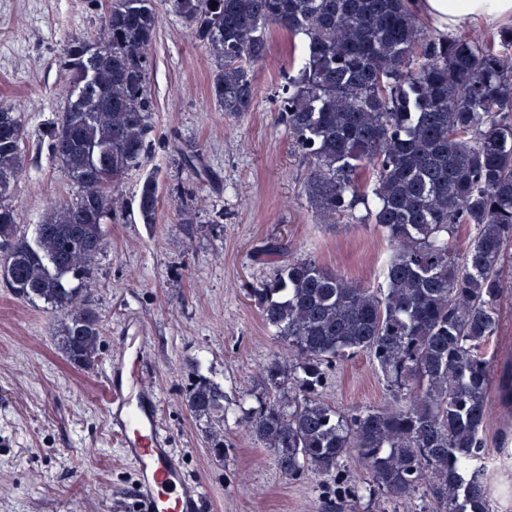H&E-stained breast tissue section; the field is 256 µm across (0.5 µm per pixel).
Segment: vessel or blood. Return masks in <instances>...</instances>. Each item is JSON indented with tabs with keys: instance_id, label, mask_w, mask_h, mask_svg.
I'll return each mask as SVG.
<instances>
[{
	"instance_id": "1",
	"label": "vessel or blood",
	"mask_w": 512,
	"mask_h": 512,
	"mask_svg": "<svg viewBox=\"0 0 512 512\" xmlns=\"http://www.w3.org/2000/svg\"><path fill=\"white\" fill-rule=\"evenodd\" d=\"M107 411L124 456L136 468L138 512H201L202 491L186 478L161 431L156 399L139 390L137 375L115 370Z\"/></svg>"
}]
</instances>
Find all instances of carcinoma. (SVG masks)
Wrapping results in <instances>:
<instances>
[{
    "instance_id": "carcinoma-1",
    "label": "carcinoma",
    "mask_w": 512,
    "mask_h": 512,
    "mask_svg": "<svg viewBox=\"0 0 512 512\" xmlns=\"http://www.w3.org/2000/svg\"><path fill=\"white\" fill-rule=\"evenodd\" d=\"M216 62L212 98L229 116L253 109L255 67L275 27L303 41L280 121L311 159L308 202L326 223L373 224L388 256L382 281L355 282L288 244L264 250L273 277L254 289L283 350L262 367L270 401L241 410L246 433L290 478L329 475L356 455L363 487L424 498L435 512H495L484 466L492 362L487 347L512 280V26L497 44L431 34L413 0H169ZM156 0H109L99 39L75 37L62 66L71 94L49 131L53 156L80 189L49 207L34 237L7 203L24 168L19 113L0 107V282L61 324L58 348L81 369L102 326L79 302L105 245L122 179L149 149L148 54ZM198 169L201 154L178 148ZM163 184H140L137 216L155 224ZM475 234L462 254L459 228ZM368 354L403 403L351 413L319 398L327 371ZM198 417L224 420V390L201 377Z\"/></svg>"
}]
</instances>
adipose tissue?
<instances>
[{"label":"adipose tissue","mask_w":512,"mask_h":512,"mask_svg":"<svg viewBox=\"0 0 512 512\" xmlns=\"http://www.w3.org/2000/svg\"><path fill=\"white\" fill-rule=\"evenodd\" d=\"M415 7L445 32L474 22L512 23V0H417Z\"/></svg>","instance_id":"ef3b65f1"}]
</instances>
